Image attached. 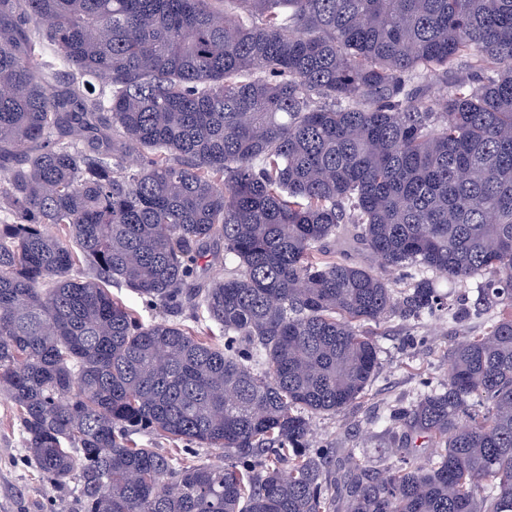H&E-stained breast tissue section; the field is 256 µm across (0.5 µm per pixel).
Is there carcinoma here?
Returning <instances> with one entry per match:
<instances>
[{"mask_svg":"<svg viewBox=\"0 0 512 512\" xmlns=\"http://www.w3.org/2000/svg\"><path fill=\"white\" fill-rule=\"evenodd\" d=\"M472 279L390 447H309ZM0 395L82 512H512V0H0ZM216 251V247L211 246L206 257L199 263L198 274L204 282L221 278L224 275V251L222 249L220 254ZM110 291L112 292V296L118 298L126 305L139 310L146 323H150L154 320L158 321L163 316L159 312L156 313L155 311H151L143 307L142 302L137 295L131 293L127 288L110 287ZM132 439L138 445L139 448H155L161 453H174L173 448H193L195 458L193 460L206 461L213 463L224 462V450L217 448H200L199 445H192L190 447H184L182 443L176 446L166 439L153 436L146 432H141L132 436Z\"/></svg>","mask_w":512,"mask_h":512,"instance_id":"cac0c4a2","label":"carcinoma"}]
</instances>
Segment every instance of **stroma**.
Instances as JSON below:
<instances>
[{
  "instance_id": "obj_1",
  "label": "stroma",
  "mask_w": 512,
  "mask_h": 512,
  "mask_svg": "<svg viewBox=\"0 0 512 512\" xmlns=\"http://www.w3.org/2000/svg\"><path fill=\"white\" fill-rule=\"evenodd\" d=\"M482 312V317L459 323L449 322L444 315L416 322L398 320L381 330V370L372 385L371 399L336 418L316 417L309 437L311 447L330 441L341 456L351 451L377 455L388 441L380 429L371 427V420L392 405L413 401L425 379L446 375L448 347L458 333H481L482 318L491 309L486 306ZM79 496L78 480L61 488L45 484L24 448L13 403L0 397V512H79Z\"/></svg>"
}]
</instances>
